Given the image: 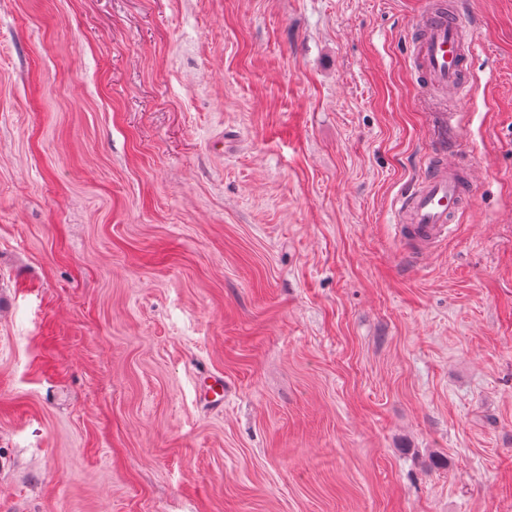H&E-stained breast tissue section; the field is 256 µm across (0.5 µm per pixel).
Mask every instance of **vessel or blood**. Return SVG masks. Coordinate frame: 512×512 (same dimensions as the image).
Listing matches in <instances>:
<instances>
[{
  "label": "vessel or blood",
  "mask_w": 512,
  "mask_h": 512,
  "mask_svg": "<svg viewBox=\"0 0 512 512\" xmlns=\"http://www.w3.org/2000/svg\"><path fill=\"white\" fill-rule=\"evenodd\" d=\"M465 20L457 13L431 7L414 43L419 72L428 86L464 95V80L471 45L463 38ZM435 150L424 178L412 189L401 191L392 207L398 237L408 254L423 256L447 241L456 228V218L472 196L473 180L459 173L456 164L465 153V123L459 112L445 107L431 113Z\"/></svg>",
  "instance_id": "b4317fda"
}]
</instances>
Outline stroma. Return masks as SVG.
Listing matches in <instances>:
<instances>
[{"label":"stroma","mask_w":512,"mask_h":512,"mask_svg":"<svg viewBox=\"0 0 512 512\" xmlns=\"http://www.w3.org/2000/svg\"><path fill=\"white\" fill-rule=\"evenodd\" d=\"M428 2L0 0V512H512V0L415 261ZM435 150L424 178L393 200L395 229L408 254L423 256L447 241L456 218L472 197L473 179L459 173L457 159L466 153L465 123L459 112L440 107L430 114Z\"/></svg>","instance_id":"35a3bbf8"}]
</instances>
